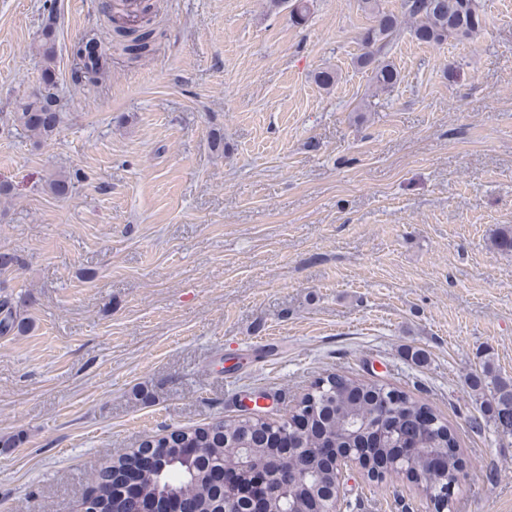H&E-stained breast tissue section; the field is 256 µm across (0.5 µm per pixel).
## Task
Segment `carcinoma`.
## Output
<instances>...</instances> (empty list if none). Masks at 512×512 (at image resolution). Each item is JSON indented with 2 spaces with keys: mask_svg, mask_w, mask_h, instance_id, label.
<instances>
[{
  "mask_svg": "<svg viewBox=\"0 0 512 512\" xmlns=\"http://www.w3.org/2000/svg\"><path fill=\"white\" fill-rule=\"evenodd\" d=\"M363 7L373 14L374 24L361 37L362 53L356 64L370 71L372 89L389 90L398 81V72L389 55L403 31L408 30L417 40L441 45L450 37L470 39L478 35L485 20L478 0H400L398 10H386L379 0H362ZM152 5L141 8V21L132 27L113 28L116 43L131 61L149 55L155 48L156 28L150 22ZM55 27L45 24L39 35V52L46 63L42 86L21 99L12 123L21 126L33 141L50 139L63 123L64 115L56 96ZM0 334L21 327L9 302H0ZM472 387L490 389V420L495 432L512 437V380L496 376L488 369L472 381ZM305 432L297 448H282L269 441L292 427L291 415L273 427L251 418L212 423L189 430V438L163 450L154 469L143 479L145 495L172 492L196 504V512H216L224 499V485L210 480L212 471L225 469L232 474V484L242 485L239 493L242 512L248 503L258 498L274 474L284 469L299 470L307 475V485L292 497H284L278 512H332L335 503L325 499L322 491L337 480L336 465L324 459L321 449L356 448L368 471L378 478L404 476L431 502L441 496L444 487H460L462 458L448 427L427 403L377 382L348 379L332 386L324 379L314 383L312 391L302 397ZM432 414L430 427L418 424L422 410ZM244 439L249 451V471L238 473L235 464L239 439ZM408 449L419 457L418 466L409 474L396 467L400 449ZM446 448L447 457L436 465L427 449ZM138 451L112 462L89 474L90 490L100 506V512H125L126 497L118 475Z\"/></svg>",
  "mask_w": 512,
  "mask_h": 512,
  "instance_id": "1",
  "label": "carcinoma"
}]
</instances>
